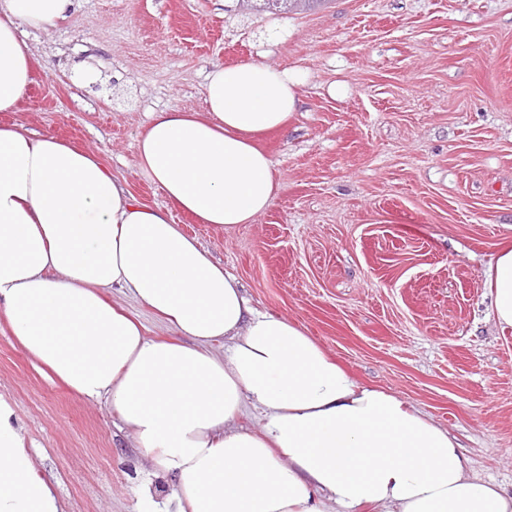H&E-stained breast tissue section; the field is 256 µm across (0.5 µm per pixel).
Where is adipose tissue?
<instances>
[{
	"mask_svg": "<svg viewBox=\"0 0 512 512\" xmlns=\"http://www.w3.org/2000/svg\"><path fill=\"white\" fill-rule=\"evenodd\" d=\"M78 0H0V112L32 77L21 26H57ZM301 78L256 60L214 64L206 116L156 113L137 167L175 208L232 229L277 188L254 135L284 127ZM512 329V243L486 272ZM156 311L177 341L149 338L110 290ZM0 315L49 378L109 403L148 464L171 477L174 512H512L446 429L365 388L288 319L256 311L234 276L166 212L138 203L87 151L0 127ZM225 341L217 353L213 345ZM261 428L237 427L244 405ZM0 512H63L12 405L0 398Z\"/></svg>",
	"mask_w": 512,
	"mask_h": 512,
	"instance_id": "ef3b65f1",
	"label": "adipose tissue"
}]
</instances>
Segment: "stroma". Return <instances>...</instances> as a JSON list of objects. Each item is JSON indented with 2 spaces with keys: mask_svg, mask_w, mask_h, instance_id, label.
<instances>
[{
  "mask_svg": "<svg viewBox=\"0 0 512 512\" xmlns=\"http://www.w3.org/2000/svg\"><path fill=\"white\" fill-rule=\"evenodd\" d=\"M31 86L0 125L93 153L142 205L169 208L136 166L153 115L201 112L214 64L303 74L285 128L257 144L278 189L226 231L169 208L260 312L305 328L359 384L457 437L512 491V330L485 272L512 242V0H80L27 29ZM0 397L65 512H143V460L119 416L48 378L0 318ZM242 11L271 12L276 14L288 13L299 7L311 8L315 4H321L326 0H236Z\"/></svg>",
  "mask_w": 512,
  "mask_h": 512,
  "instance_id": "stroma-1",
  "label": "stroma"
}]
</instances>
